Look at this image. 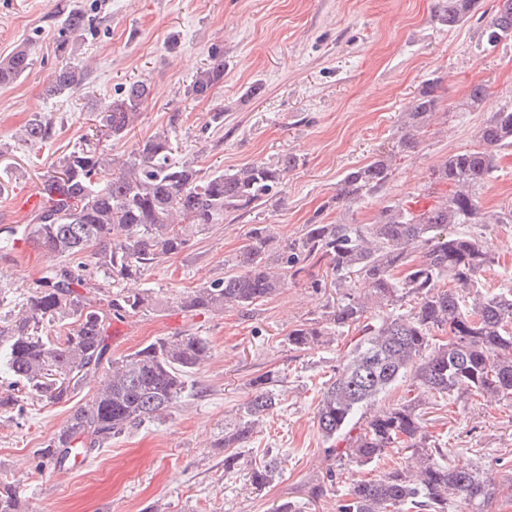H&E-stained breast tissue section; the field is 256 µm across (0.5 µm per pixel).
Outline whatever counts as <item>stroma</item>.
Returning a JSON list of instances; mask_svg holds the SVG:
<instances>
[{
  "mask_svg": "<svg viewBox=\"0 0 512 512\" xmlns=\"http://www.w3.org/2000/svg\"><path fill=\"white\" fill-rule=\"evenodd\" d=\"M96 6L98 28L72 38L58 54L57 17L64 4ZM437 0H0V55L31 42L33 65L15 84L0 87V227L29 224L18 198L37 191L48 166L78 145L95 112L135 80L152 94L115 156L168 134L175 158L194 159L203 172L248 163L297 159L278 207L211 224L184 252L150 268L139 285L151 289L158 309L127 318L125 335L111 342L125 354L157 336L189 333L208 339L212 359L194 388L164 420L92 451L83 467L30 473L27 459L66 422L70 407L27 401L24 414L0 413V470L17 481L28 512H270L291 501L301 512H336L341 494L359 474L344 471L322 496L309 492L325 473L322 438L314 419L320 388L346 358L345 337L306 352L288 345V333L319 317L340 294L327 278V259L311 261L306 276L259 302L249 315L182 313L178 291L222 278L250 230L266 224L274 248L302 235L313 214L324 223H371L383 199L417 197L429 206L446 186H431L435 164L476 146L487 113L464 110L470 88L486 84L493 102L512 101V42L486 49L483 22L448 27ZM224 54V82L209 99L186 90L210 61ZM88 66L76 93L46 91L62 66ZM443 77V108L416 152L399 155L384 198L351 208L334 202L343 174L389 152L403 115L424 81ZM257 95H249L251 86ZM223 113L213 121V113ZM51 117L55 135L44 145L21 139L34 114ZM485 209L512 207V147L480 195ZM498 262L484 275L489 288L512 287V223L474 226ZM54 257L28 247L22 257L0 248V320L17 314L38 269ZM321 288L309 287V279ZM286 379L284 399L240 448L234 468L224 466L217 443L239 424L252 394L250 381L265 372ZM422 420L445 450L449 466L512 471V400L486 407L478 400L424 406ZM271 448L283 472L258 492L249 489V462Z\"/></svg>",
  "mask_w": 512,
  "mask_h": 512,
  "instance_id": "obj_1",
  "label": "stroma"
}]
</instances>
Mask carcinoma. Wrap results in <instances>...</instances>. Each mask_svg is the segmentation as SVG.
<instances>
[{"mask_svg": "<svg viewBox=\"0 0 512 512\" xmlns=\"http://www.w3.org/2000/svg\"><path fill=\"white\" fill-rule=\"evenodd\" d=\"M448 25L467 21L481 0H439ZM484 37L494 48L512 40V0L484 16ZM80 6H67L56 51L69 49L72 34L91 30ZM33 65L31 48L18 45L0 57V87L17 82ZM87 69L65 66L47 90L51 97L79 91ZM224 82V58L213 48L210 64L188 88L197 101ZM443 78L426 81L404 113L396 148L410 153L442 111ZM151 94L136 80L102 108L82 144L51 163L40 180L45 200L30 232L38 248L62 259L44 268L22 311L0 323V366L11 386L0 394V413L21 411L24 399L49 404L74 402L67 422L44 447L33 451L30 469H62L75 455L105 447L145 422L161 420L182 401L190 378L212 355L209 342L192 334L158 336L138 349L108 355L112 320L158 306L148 290H110L91 282V273L112 284L136 281L151 267L191 246L193 231L239 212L277 202L279 188L297 159L245 164L201 174L194 162L176 160L166 135L150 137L127 157H112ZM488 86L474 85L465 105L481 109ZM51 119L36 116L24 142L52 139ZM512 147V102L495 104L479 131L478 145L448 155L432 168V182L450 187L434 205L415 210L408 201H386L372 224L306 225L285 250H272L269 227L251 230L248 243L224 277L184 291L172 303L185 313L248 314L306 272V262L329 259L339 302L320 318L288 333V345L306 352L337 333L354 332L343 366L335 369L318 401L315 421L329 462L318 496L334 486L346 468L362 471L401 448L409 455L370 479H359L342 495L338 512H488L507 493L512 475L496 480L475 467H450L445 452L424 431L421 406L428 396L461 400L479 396L485 404L512 399V288L489 290L483 273L495 253L479 238L459 231L465 224H511L512 208L487 211L480 194L498 168L500 152ZM394 158L382 154L348 170L336 189V203L351 205L379 194L393 177ZM365 292L360 294L358 289ZM419 389L380 405L401 383ZM284 379L266 372L251 380L254 393L243 420L224 433L220 448L251 439L274 413ZM92 396L77 401L86 386ZM255 490L281 473V458L265 449L250 462ZM0 512H22L17 485L0 473Z\"/></svg>", "mask_w": 512, "mask_h": 512, "instance_id": "cac0c4a2", "label": "carcinoma"}]
</instances>
